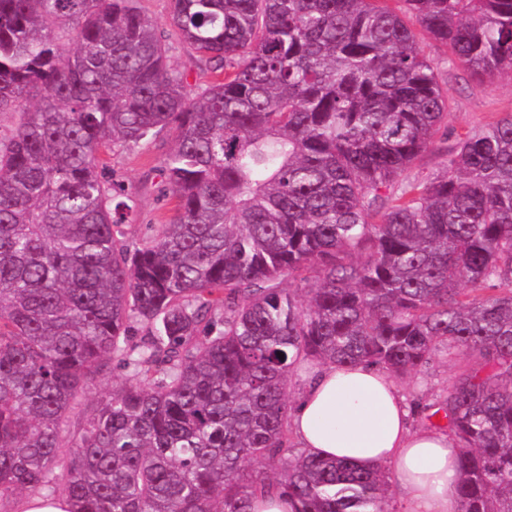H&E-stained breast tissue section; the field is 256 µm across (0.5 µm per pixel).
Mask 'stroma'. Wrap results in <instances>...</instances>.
I'll return each mask as SVG.
<instances>
[{"label":"stroma","instance_id":"1","mask_svg":"<svg viewBox=\"0 0 512 512\" xmlns=\"http://www.w3.org/2000/svg\"><path fill=\"white\" fill-rule=\"evenodd\" d=\"M140 5L158 32L169 36V0H141ZM418 40L423 54L433 61L438 81L447 90L449 100L447 138L437 140L407 173L408 178L425 180L440 171L457 134L479 129L512 113V73H502L485 83L470 81L462 70L449 68L445 49L426 32H419ZM169 45L171 60L185 72L190 90H197L214 80V73L205 67L193 49L171 38ZM172 146L173 136L165 132L149 145L120 147L105 156L109 178L124 184L136 204L135 220L128 226L131 242L146 240L151 234L152 225L169 223L174 216L173 202L161 193V171ZM471 362L468 355L442 352L417 373L398 378L397 383L409 403L418 406L412 415L413 427L428 426L422 405L433 403L440 395L446 394L463 368Z\"/></svg>","mask_w":512,"mask_h":512}]
</instances>
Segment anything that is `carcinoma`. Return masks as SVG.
Here are the masks:
<instances>
[{
    "label": "carcinoma",
    "instance_id": "carcinoma-1",
    "mask_svg": "<svg viewBox=\"0 0 512 512\" xmlns=\"http://www.w3.org/2000/svg\"><path fill=\"white\" fill-rule=\"evenodd\" d=\"M402 2L170 0L224 71L193 93L139 0H0V499L390 512L384 470L289 454V372L447 349L477 360L431 413L461 512H512V114L404 180L448 112L406 16L485 82L512 72V0ZM165 131L176 212L133 247L97 155ZM114 359L132 383L72 430Z\"/></svg>",
    "mask_w": 512,
    "mask_h": 512
}]
</instances>
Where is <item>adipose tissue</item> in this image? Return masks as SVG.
I'll list each match as a JSON object with an SVG mask.
<instances>
[{
  "label": "adipose tissue",
  "instance_id": "1",
  "mask_svg": "<svg viewBox=\"0 0 512 512\" xmlns=\"http://www.w3.org/2000/svg\"><path fill=\"white\" fill-rule=\"evenodd\" d=\"M286 429L306 455L387 469L404 512H461L456 441L444 430L413 428L397 384L373 364L312 370Z\"/></svg>",
  "mask_w": 512,
  "mask_h": 512
}]
</instances>
